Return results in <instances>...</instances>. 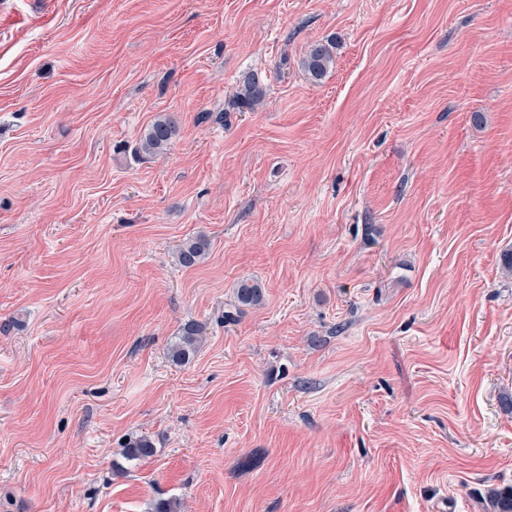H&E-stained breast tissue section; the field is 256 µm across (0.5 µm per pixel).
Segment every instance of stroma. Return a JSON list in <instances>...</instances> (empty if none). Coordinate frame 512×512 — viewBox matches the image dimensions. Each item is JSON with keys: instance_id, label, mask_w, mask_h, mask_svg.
<instances>
[{"instance_id": "35a3bbf8", "label": "stroma", "mask_w": 512, "mask_h": 512, "mask_svg": "<svg viewBox=\"0 0 512 512\" xmlns=\"http://www.w3.org/2000/svg\"><path fill=\"white\" fill-rule=\"evenodd\" d=\"M33 9L0 0V512H483L512 486V0ZM164 113L169 150L135 153ZM242 279L264 300L225 322ZM336 40L326 39L311 43L300 59V67L309 80L321 83L334 64ZM265 81L261 74L252 73L243 83L239 92V99L245 106L254 109L265 98ZM209 245L205 237L187 239L177 254V263L184 268L195 267L205 259ZM204 327L195 321H188L180 330V337L171 347V360L177 364L187 362L196 351L200 336H203Z\"/></svg>"}]
</instances>
